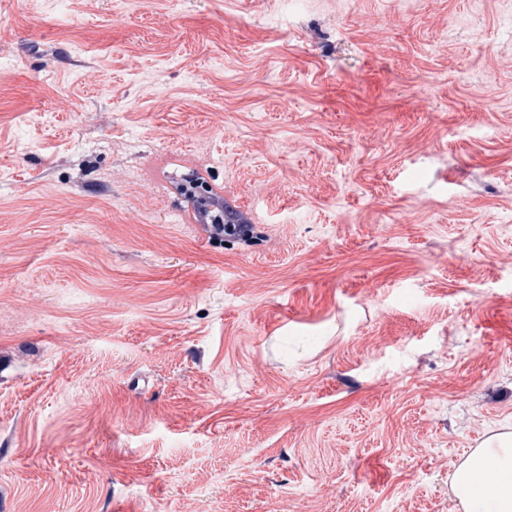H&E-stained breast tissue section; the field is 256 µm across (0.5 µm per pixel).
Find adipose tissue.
Masks as SVG:
<instances>
[{"mask_svg":"<svg viewBox=\"0 0 512 512\" xmlns=\"http://www.w3.org/2000/svg\"><path fill=\"white\" fill-rule=\"evenodd\" d=\"M451 492L463 512H512V434L494 435L468 453Z\"/></svg>","mask_w":512,"mask_h":512,"instance_id":"adipose-tissue-1","label":"adipose tissue"}]
</instances>
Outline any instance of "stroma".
<instances>
[{
	"label": "stroma",
	"mask_w": 512,
	"mask_h": 512,
	"mask_svg": "<svg viewBox=\"0 0 512 512\" xmlns=\"http://www.w3.org/2000/svg\"><path fill=\"white\" fill-rule=\"evenodd\" d=\"M503 432L512 0H0V512H462ZM180 189L185 194L193 196L196 204L205 208L209 222L216 230L215 235L220 233L233 234L241 230L244 231L245 228L249 229L251 224H246L239 213L224 204V201L204 180L191 175L180 184Z\"/></svg>",
	"instance_id": "stroma-1"
}]
</instances>
